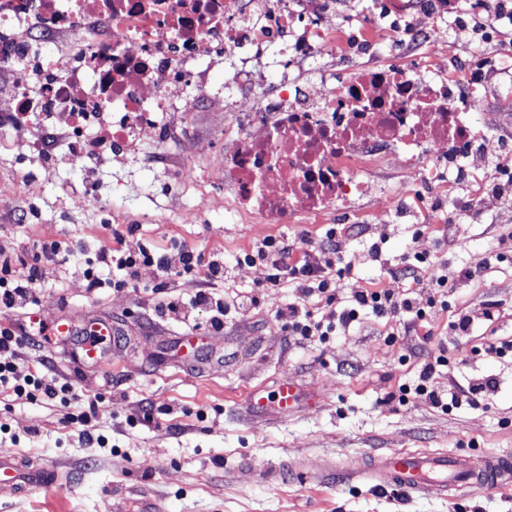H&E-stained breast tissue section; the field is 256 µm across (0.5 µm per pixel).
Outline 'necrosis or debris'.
I'll list each match as a JSON object with an SVG mask.
<instances>
[{
	"label": "necrosis or debris",
	"mask_w": 512,
	"mask_h": 512,
	"mask_svg": "<svg viewBox=\"0 0 512 512\" xmlns=\"http://www.w3.org/2000/svg\"><path fill=\"white\" fill-rule=\"evenodd\" d=\"M332 0H0V69L21 67L14 108L0 109V151L18 106L42 98L52 117L72 112L110 117L112 154L140 152L142 133L165 143L171 125L191 129L207 94L201 58L236 56L224 95L218 170L225 205L239 221L308 223L370 195L366 171L380 157L398 159L416 185L441 193L449 171L469 167L458 101L478 72L443 71L431 82L424 59L370 64L324 82L301 79L305 64L335 47ZM66 51L46 65L43 46ZM280 50L281 79L268 89L260 69Z\"/></svg>",
	"instance_id": "1"
}]
</instances>
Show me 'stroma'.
<instances>
[{
	"instance_id": "1",
	"label": "stroma",
	"mask_w": 512,
	"mask_h": 512,
	"mask_svg": "<svg viewBox=\"0 0 512 512\" xmlns=\"http://www.w3.org/2000/svg\"><path fill=\"white\" fill-rule=\"evenodd\" d=\"M363 15L376 19L379 64L429 56L440 66L461 67L477 48L483 57L512 64V34L479 45L456 27L447 42L400 47L388 37V28L416 17L408 11L389 15L383 0H336L331 25L337 41H344L348 23ZM234 64L228 58L210 71L211 104L199 115L197 136L188 144H167L165 164L135 156L105 159L90 174L66 160L49 167L19 136L12 150L0 152V253H21L38 242L66 246L60 265L34 288L31 304L0 314V328H19L36 314L47 322L69 316L77 327L106 321L123 333L121 344L108 347V371L73 361L64 339L20 351V375L33 372L39 356L50 357L53 372L72 385L74 397L64 405L0 390V456L56 468L68 474L69 483L51 494L0 500V512H116L118 502L123 512H146L152 504L165 512H512V485L447 496L361 482L265 485L230 477V470L243 463L262 467L296 459L318 471L329 461L342 466L392 451H489L512 457V352L503 357L484 352L490 342L512 341V260L486 264L500 235L512 233V223L486 215L455 219L459 189L439 198L419 192L392 159L372 174L380 195L350 204L363 219L362 237L351 236L342 214L309 224L240 223L224 207L214 158V141L224 127V83ZM502 112L512 113V86L492 90L473 125L512 138V121L499 120ZM89 175L110 209L86 204ZM386 190L405 194L408 209L389 210L382 197ZM331 227L349 266L340 297L376 287L407 296L409 282L391 279L388 268L411 250L434 255L449 271L469 269L475 276L449 282L443 303L427 315L432 337L425 342L405 333V316L366 312L325 340L286 336L276 311L292 290L266 287L267 270L259 264L230 268L220 280L208 279L203 269L193 276L165 277L147 270L133 286L122 284L121 271L113 267L103 271L106 285L96 290L88 289L81 274L94 248H116L117 236L131 228L162 250L180 245L228 259L270 237H287L302 252ZM381 236L386 242L378 262L369 247ZM202 287L227 302L248 292L258 299L248 312L229 313L223 331L201 333L197 344L209 354L203 365L179 348L186 326L147 321L160 296L186 299ZM488 303L498 304L497 320L477 325L472 335H452L451 321ZM441 346L451 367L438 373L439 388L491 377L496 392L478 407L450 412L418 395L399 403L395 392L413 384L427 355ZM284 381L306 396L295 415L278 419L270 410L248 415L244 402L252 388L271 392ZM145 401L155 407L153 420L134 417ZM90 406L94 432L106 439L102 448L89 446L70 421Z\"/></svg>"
}]
</instances>
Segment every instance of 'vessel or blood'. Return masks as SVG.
Segmentation results:
<instances>
[{"instance_id": "b4317fda", "label": "vessel or blood", "mask_w": 512, "mask_h": 512, "mask_svg": "<svg viewBox=\"0 0 512 512\" xmlns=\"http://www.w3.org/2000/svg\"><path fill=\"white\" fill-rule=\"evenodd\" d=\"M88 331L92 339L77 353V361L109 368L111 361L101 348L99 340L111 335V327L93 323L89 325ZM276 396L277 409L281 414L292 415L299 406V391L291 384L279 385ZM237 476L247 480L258 477L270 485L280 483L288 477L300 483L320 484L336 479L352 482L367 478L374 484H385L411 493H424L436 486L442 492L448 493L489 488L512 481V459L492 452L474 458L403 451L373 455L362 464L342 471L331 464L323 471L312 472L304 463L283 462L263 468L247 464L238 469ZM59 478V473L54 469L28 466L15 458H1L0 498L55 489Z\"/></svg>"}]
</instances>
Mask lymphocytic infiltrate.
<instances>
[{"instance_id": "f902f5d3", "label": "lymphocytic infiltrate", "mask_w": 512, "mask_h": 512, "mask_svg": "<svg viewBox=\"0 0 512 512\" xmlns=\"http://www.w3.org/2000/svg\"><path fill=\"white\" fill-rule=\"evenodd\" d=\"M62 257L56 242H44L33 247L29 257L0 255V311L13 312L25 308L31 298L33 288L41 285L49 271ZM237 265L263 264L267 267L266 282L274 288L281 283H288L295 299L278 309L287 335L327 337L336 331L348 329L356 322L362 312L368 311L379 317L409 314L412 320L425 322L427 312L437 303L436 295L448 285L447 272L433 275L429 280H421L423 269L434 267L431 254L416 252L405 255L399 267L392 269L391 277L412 280L416 287H428L427 297H404L395 295L389 288L353 289L345 304H338L336 291L340 286L344 270L341 252L336 244L335 230H328L316 245L303 253L301 258H294L293 249L287 239L269 238L255 249L237 254ZM116 265L124 271L126 283L137 281L142 271L151 269L165 274L175 270L178 273L192 275L199 269H207L209 275L220 278L224 275V262L220 259H204L201 253L184 247H176L174 252L160 253L144 244L135 243L122 247L120 252L111 248H100L94 259L85 263L82 274L88 288L101 287L99 272L102 267ZM325 295L330 310L326 317L314 319L311 312L303 307V299L313 294ZM205 308L211 313L209 326L220 331L224 328V318L230 310L229 304L215 299L206 289L198 290L189 301L172 299L155 305V318L170 320L181 319L192 322V312ZM49 327L43 322H36L29 332L19 334L9 328L0 329V387L12 389L19 397L67 402L71 387L58 380L46 361H39L36 373L18 376L15 360L26 345H35L47 339ZM450 359L446 350H438L422 365L417 383L414 387L403 386L399 389V401H407L410 395L427 396L433 405L441 410L450 411L462 405H475L482 394L495 390L494 380L469 386L461 392L444 393L433 383L439 368L449 366Z\"/></svg>"}]
</instances>
